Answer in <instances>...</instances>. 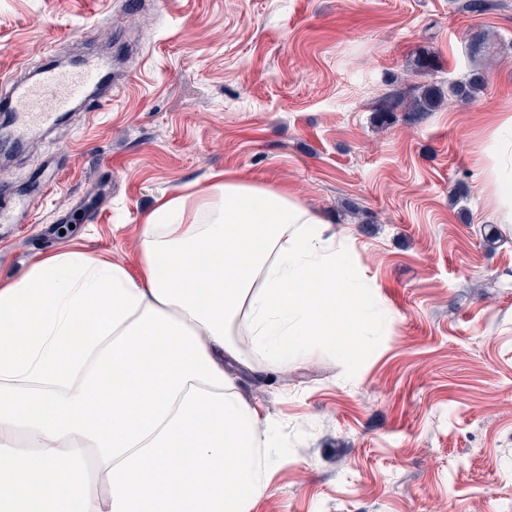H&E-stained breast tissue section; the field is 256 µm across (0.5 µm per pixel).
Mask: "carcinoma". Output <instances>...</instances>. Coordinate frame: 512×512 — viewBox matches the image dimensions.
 Masks as SVG:
<instances>
[{"mask_svg": "<svg viewBox=\"0 0 512 512\" xmlns=\"http://www.w3.org/2000/svg\"><path fill=\"white\" fill-rule=\"evenodd\" d=\"M470 54L480 58L488 53V39L483 32L470 36ZM485 86V77L480 73L473 74L468 80L448 85V92H443L433 85H419L413 88L409 100H404L400 94L394 93L383 97L377 106L376 112L382 118H390L393 113L401 110L405 112V122L415 124L420 122L429 112L435 111L443 102L444 95L448 94L461 102L474 100Z\"/></svg>", "mask_w": 512, "mask_h": 512, "instance_id": "carcinoma-1", "label": "carcinoma"}]
</instances>
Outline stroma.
<instances>
[{
  "label": "stroma",
  "mask_w": 512,
  "mask_h": 512,
  "mask_svg": "<svg viewBox=\"0 0 512 512\" xmlns=\"http://www.w3.org/2000/svg\"><path fill=\"white\" fill-rule=\"evenodd\" d=\"M0 0V73L55 50L112 45V103L35 133L0 196L46 165L34 224L0 229V282L72 250L141 274L157 198L225 171L325 213L392 331L356 362L314 346L287 372L233 366L279 425L266 493L247 512H512V225L485 183L512 113V0ZM486 32L492 61L471 58ZM435 69L414 75L418 57ZM483 72L475 101L379 125L383 96ZM94 119H87L88 111ZM351 201L373 222L344 220Z\"/></svg>",
  "instance_id": "obj_1"
}]
</instances>
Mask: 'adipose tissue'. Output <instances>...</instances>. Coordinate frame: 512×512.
<instances>
[{"label":"adipose tissue","mask_w":512,"mask_h":512,"mask_svg":"<svg viewBox=\"0 0 512 512\" xmlns=\"http://www.w3.org/2000/svg\"><path fill=\"white\" fill-rule=\"evenodd\" d=\"M486 183L512 223V115ZM323 214L215 174L160 198L143 274L69 251L0 286V512H245L268 489L275 421L227 364L279 372L313 343L354 360L366 311Z\"/></svg>","instance_id":"adipose-tissue-1"}]
</instances>
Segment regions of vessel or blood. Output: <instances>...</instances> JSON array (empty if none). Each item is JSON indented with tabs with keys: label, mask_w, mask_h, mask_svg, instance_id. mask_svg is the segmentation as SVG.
Here are the masks:
<instances>
[{
	"label": "vessel or blood",
	"mask_w": 512,
	"mask_h": 512,
	"mask_svg": "<svg viewBox=\"0 0 512 512\" xmlns=\"http://www.w3.org/2000/svg\"><path fill=\"white\" fill-rule=\"evenodd\" d=\"M111 70L110 58L89 56L70 68H45L32 81L10 82L14 145H23L33 132L54 126L91 90L106 84ZM50 190V182L36 181L29 191L16 195L11 204L0 206V224L33 222Z\"/></svg>",
	"instance_id": "vessel-or-blood-1"
}]
</instances>
